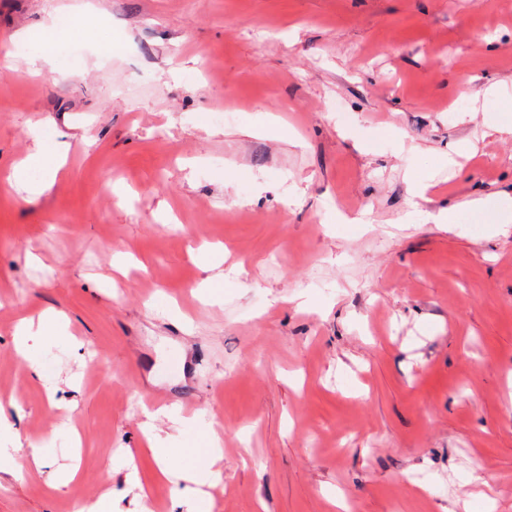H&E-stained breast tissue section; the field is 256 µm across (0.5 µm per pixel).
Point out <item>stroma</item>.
I'll list each match as a JSON object with an SVG mask.
<instances>
[{"mask_svg":"<svg viewBox=\"0 0 512 512\" xmlns=\"http://www.w3.org/2000/svg\"><path fill=\"white\" fill-rule=\"evenodd\" d=\"M54 12L86 36L0 70V177L34 128L66 158L0 190V420L70 415L79 475L0 512H135L132 469L184 512L149 405L222 424L212 512H512V223L433 221L512 197V0H0V57ZM47 309L85 344L52 390L13 348ZM151 451L157 460L160 471L163 474L169 473L174 460L178 457L180 448H170L172 445L171 440L161 439L157 435L149 438Z\"/></svg>","mask_w":512,"mask_h":512,"instance_id":"35a3bbf8","label":"stroma"}]
</instances>
